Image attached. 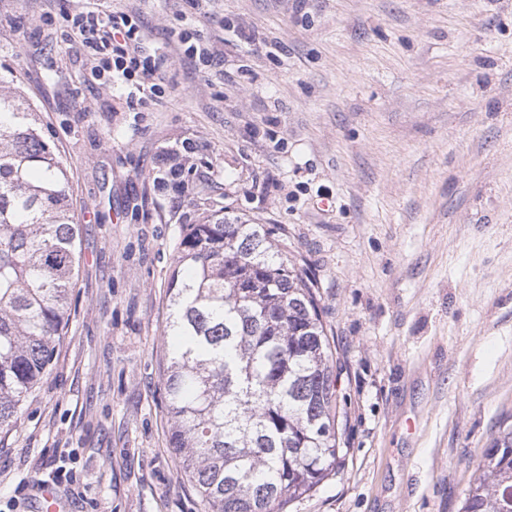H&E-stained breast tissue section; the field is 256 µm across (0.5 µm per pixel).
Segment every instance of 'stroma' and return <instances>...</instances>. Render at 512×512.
<instances>
[{
  "label": "stroma",
  "mask_w": 512,
  "mask_h": 512,
  "mask_svg": "<svg viewBox=\"0 0 512 512\" xmlns=\"http://www.w3.org/2000/svg\"><path fill=\"white\" fill-rule=\"evenodd\" d=\"M90 1L0 0V93L37 113L82 226L0 512L59 468L70 512H207L162 366L176 244L217 213L280 226L337 352L344 461L289 512H459L512 427V0H94L136 18L159 94L99 79L69 23Z\"/></svg>",
  "instance_id": "35a3bbf8"
}]
</instances>
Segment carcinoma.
Instances as JSON below:
<instances>
[{
  "instance_id": "carcinoma-1",
  "label": "carcinoma",
  "mask_w": 512,
  "mask_h": 512,
  "mask_svg": "<svg viewBox=\"0 0 512 512\" xmlns=\"http://www.w3.org/2000/svg\"><path fill=\"white\" fill-rule=\"evenodd\" d=\"M79 230L69 176L19 94H0V432L51 369ZM169 287V444L208 512H288L342 463L336 356L314 282L272 224H188ZM512 429L476 462L460 512H512Z\"/></svg>"
}]
</instances>
